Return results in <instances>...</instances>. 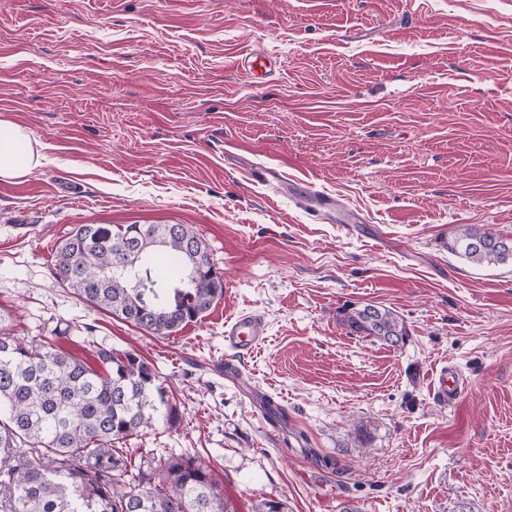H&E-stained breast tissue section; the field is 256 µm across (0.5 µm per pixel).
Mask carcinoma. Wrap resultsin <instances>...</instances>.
<instances>
[{
	"instance_id": "carcinoma-1",
	"label": "carcinoma",
	"mask_w": 512,
	"mask_h": 512,
	"mask_svg": "<svg viewBox=\"0 0 512 512\" xmlns=\"http://www.w3.org/2000/svg\"><path fill=\"white\" fill-rule=\"evenodd\" d=\"M133 228L75 227L59 247L56 280L84 302L138 329L171 336L203 319L224 296L223 278L192 275L211 266L193 227L165 238L159 271L150 248H131L139 287L112 272L114 249ZM448 252L478 264L512 262V239L475 225L448 237ZM343 326L378 340H404L394 311L366 305L343 311ZM95 364L0 332V512H230L210 466L198 456L136 463L123 443L172 424L177 406L156 370L132 351L100 347Z\"/></svg>"
}]
</instances>
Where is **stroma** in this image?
<instances>
[{
    "instance_id": "1",
    "label": "stroma",
    "mask_w": 512,
    "mask_h": 512,
    "mask_svg": "<svg viewBox=\"0 0 512 512\" xmlns=\"http://www.w3.org/2000/svg\"><path fill=\"white\" fill-rule=\"evenodd\" d=\"M252 50L268 76L235 67ZM0 119L44 156L0 179V313L154 366L179 419L134 458L198 455L231 512H512V263L438 245L512 237V0H8ZM81 224L192 225L223 298L166 337L107 315L53 276ZM367 304L405 340L349 333ZM242 311L267 339L232 378ZM461 258L478 264L512 263V239L504 238L475 225L458 228L450 237L441 240V247ZM476 243H484L479 247ZM267 335V324L258 313H241L224 322V351L231 357H244L259 346ZM433 398L440 404H452L461 395V386L455 373L446 365L436 370L432 382Z\"/></svg>"
}]
</instances>
